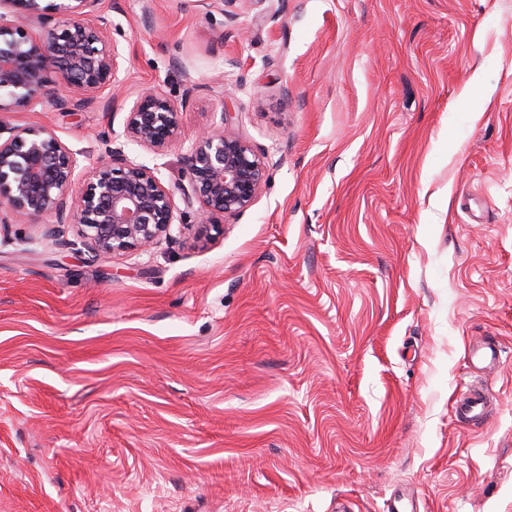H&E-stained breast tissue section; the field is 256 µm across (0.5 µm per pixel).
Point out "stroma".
Masks as SVG:
<instances>
[{"instance_id": "obj_1", "label": "stroma", "mask_w": 512, "mask_h": 512, "mask_svg": "<svg viewBox=\"0 0 512 512\" xmlns=\"http://www.w3.org/2000/svg\"><path fill=\"white\" fill-rule=\"evenodd\" d=\"M104 0L119 95L0 114L73 151L79 194L142 93L181 240L92 261L0 229V512H512V0ZM268 161L227 218L183 158L222 113ZM489 420L451 414L470 340ZM504 350L489 336H479L469 342L466 356L478 370L491 376L502 364Z\"/></svg>"}]
</instances>
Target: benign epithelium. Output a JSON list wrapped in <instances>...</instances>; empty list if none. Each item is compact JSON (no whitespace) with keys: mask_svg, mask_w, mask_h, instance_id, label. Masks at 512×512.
Wrapping results in <instances>:
<instances>
[{"mask_svg":"<svg viewBox=\"0 0 512 512\" xmlns=\"http://www.w3.org/2000/svg\"><path fill=\"white\" fill-rule=\"evenodd\" d=\"M102 0H0V113L39 102L60 83L89 98L120 83L118 46L92 16ZM35 20L32 34L25 22ZM177 104L156 90L143 93L127 112L124 141L112 130L98 138L105 158L77 197L69 189L79 153L46 126H11L0 121V223H33L45 216L55 224L80 226L92 257L108 259L131 249L149 250L171 237L176 219L173 194L157 171L129 159L135 144L157 155L178 140ZM189 187L184 201H198L226 217L247 209L267 182V164L226 121L200 132L184 157ZM212 224H183L180 233L195 242L210 239Z\"/></svg>","mask_w":512,"mask_h":512,"instance_id":"1","label":"benign epithelium"}]
</instances>
